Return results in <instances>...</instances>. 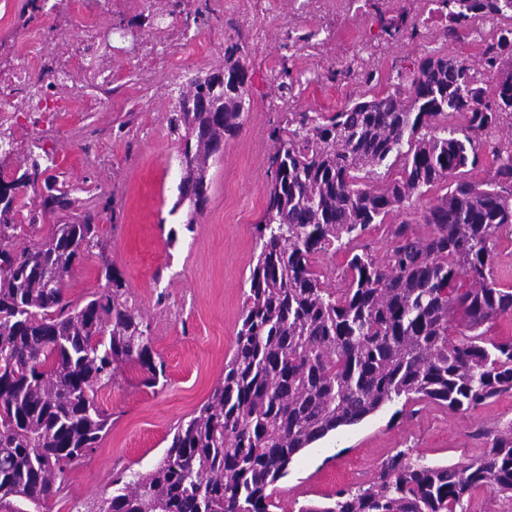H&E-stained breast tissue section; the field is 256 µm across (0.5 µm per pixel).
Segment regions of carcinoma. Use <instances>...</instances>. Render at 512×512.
<instances>
[{"label": "carcinoma", "mask_w": 512, "mask_h": 512, "mask_svg": "<svg viewBox=\"0 0 512 512\" xmlns=\"http://www.w3.org/2000/svg\"><path fill=\"white\" fill-rule=\"evenodd\" d=\"M189 3L166 0L153 18L203 15ZM439 6L448 16L444 36L458 39L476 18L506 16L512 0ZM372 7L388 38L408 28L420 35L405 13ZM238 51L234 43L224 64L186 77L168 112L182 167L173 209L187 206L189 231L209 201L211 162L248 110ZM481 66L501 72L495 85L480 82L463 59L431 56L407 88L397 83L338 112L284 113L269 133L259 253L224 378L179 421L159 464L118 477L99 512H272L273 486L295 456L338 428L402 397L474 411L512 390V340L481 331L512 316V289L494 273L499 235L512 226V140L492 147L488 179L463 177L480 163L483 138L512 126V24L485 44ZM66 78L42 70L30 99ZM278 78L279 97L292 95L285 58ZM395 164L398 176L383 179L378 168ZM55 168L54 153H30L10 179L0 176V512L45 503L95 448L110 422L95 394L120 366L139 365L148 385L165 376L151 325L110 264L100 270L103 291L81 307L67 300V279L102 248L93 215L50 224L33 245L16 246L75 204ZM437 189L421 216L427 234L404 220L388 225L385 257L350 248ZM328 251L345 254L340 288L315 267V255ZM485 436L479 457L451 465L399 450L365 485L298 512H465L477 489L512 494V427Z\"/></svg>", "instance_id": "carcinoma-1"}]
</instances>
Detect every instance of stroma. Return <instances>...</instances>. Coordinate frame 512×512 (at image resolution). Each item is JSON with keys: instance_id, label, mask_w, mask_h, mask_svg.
I'll return each instance as SVG.
<instances>
[{"instance_id": "stroma-1", "label": "stroma", "mask_w": 512, "mask_h": 512, "mask_svg": "<svg viewBox=\"0 0 512 512\" xmlns=\"http://www.w3.org/2000/svg\"><path fill=\"white\" fill-rule=\"evenodd\" d=\"M276 8L275 17L264 23L266 45L260 51L254 45L256 22L232 12L222 13L208 27L175 24L168 31L169 51L142 46L135 64L127 58L128 38L114 32L105 58L114 82L94 110L48 112L37 123L23 122L14 129L17 156L36 145L52 150L56 175L78 189L80 210L61 214V221L91 212L105 243L103 253H89L74 271L70 299L80 301L101 291L105 282L98 269L102 261L112 263L151 324L154 350L166 374L164 384L149 388L141 383L140 368L120 367L112 386L97 393L98 403L111 415L105 436L68 471L56 496L28 512H97L111 497L117 474L157 466L173 428L207 401L224 376L258 253L254 226L266 207V171L273 151L268 134L281 119L275 77L279 37L290 23L288 0H277ZM84 23L76 6L35 9L29 0H0V77L8 78L22 61L23 47L40 41L42 30L48 29L55 38L40 42V62L70 74L57 96H77L82 91L77 65L87 53ZM444 24L437 19L427 37L393 43L374 16H337L336 49L325 57V67L355 60L375 72L376 79L367 86L331 91L309 82L307 58H294L295 110L338 111L352 97L386 91L398 70H413L420 58L432 53L477 63L483 45L475 33L484 29V21H474L473 34L448 42L440 38ZM235 29L243 46L251 105L239 134L225 144L210 170L209 203L189 231L185 210L173 208L182 170L178 144L166 123L170 93L187 72L221 66L224 41ZM140 66L155 72L151 86L138 83ZM123 122L128 132L120 138L116 131ZM161 293L167 296L162 306L156 303ZM511 425L512 392L467 412L397 401L302 451L287 477L278 481L274 499L283 512L325 501L339 488L368 482L383 459L403 448L436 464L474 459L485 448L479 429Z\"/></svg>"}]
</instances>
